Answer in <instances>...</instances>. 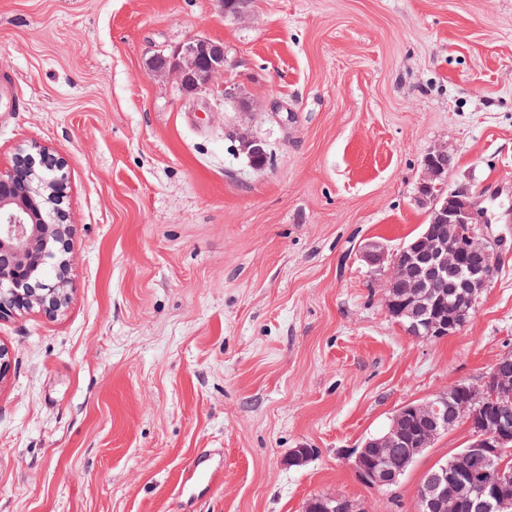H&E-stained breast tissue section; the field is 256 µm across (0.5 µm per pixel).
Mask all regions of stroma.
Masks as SVG:
<instances>
[{
    "mask_svg": "<svg viewBox=\"0 0 512 512\" xmlns=\"http://www.w3.org/2000/svg\"><path fill=\"white\" fill-rule=\"evenodd\" d=\"M199 38L223 41L240 102L152 71ZM31 143L68 162L71 292L0 323V512H417L466 425L387 491L347 457L512 351V0H0V167ZM437 146L501 264L427 339L388 316L362 247L425 224ZM199 453L223 480L173 498ZM353 509L356 512L368 511L364 506L344 496L313 497L308 500L305 512H343Z\"/></svg>",
    "mask_w": 512,
    "mask_h": 512,
    "instance_id": "1",
    "label": "stroma"
}]
</instances>
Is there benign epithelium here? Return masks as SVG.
Instances as JSON below:
<instances>
[{
  "label": "benign epithelium",
  "instance_id": "benign-epithelium-1",
  "mask_svg": "<svg viewBox=\"0 0 512 512\" xmlns=\"http://www.w3.org/2000/svg\"><path fill=\"white\" fill-rule=\"evenodd\" d=\"M224 43L195 41L161 53L156 70L174 73L185 98H199L213 90L212 78L224 73ZM453 160L445 147L430 150L424 161L419 200L429 206L438 232L425 233L416 243L391 257L378 242L364 246L363 257L387 284H402L406 297H386V312L405 319L408 335L441 338L458 332L463 319L489 286L500 258L494 242L482 229L481 211L469 189L449 192L437 182ZM67 161L58 152L40 145L20 147L13 165L0 169V322L34 310L56 315L67 303L71 225L63 204L69 183ZM453 277L462 292L448 299V315L434 311L441 289ZM480 403L493 412L492 422L470 431L466 455L493 469L491 481L468 488L454 471L441 465L425 476L417 488L418 512H459L460 492L481 510L497 508L502 494L512 487V466L502 460L503 445L512 438V352L495 362L491 376L478 384L455 385L438 397L408 403L393 416L382 434L367 440L351 456L350 464L366 483L387 490L399 483L403 469L388 464L391 450L408 448L418 454L456 423H470L472 405ZM379 465L364 466L367 451ZM366 512L344 496L313 497L305 512Z\"/></svg>",
  "mask_w": 512,
  "mask_h": 512
}]
</instances>
